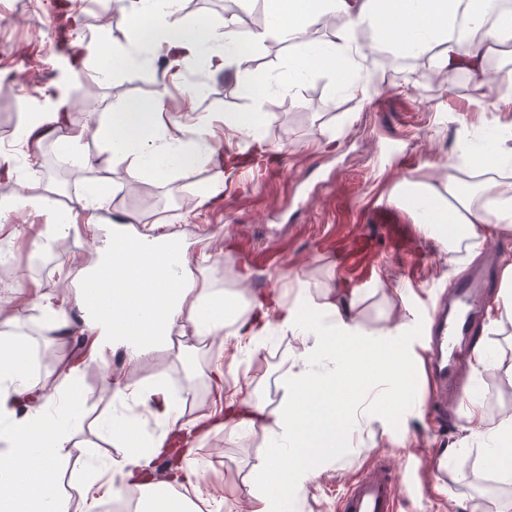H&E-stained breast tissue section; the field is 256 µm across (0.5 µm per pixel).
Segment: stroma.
<instances>
[{
    "label": "stroma",
    "mask_w": 512,
    "mask_h": 512,
    "mask_svg": "<svg viewBox=\"0 0 512 512\" xmlns=\"http://www.w3.org/2000/svg\"><path fill=\"white\" fill-rule=\"evenodd\" d=\"M97 0H0V147L11 145L18 129L13 113L52 110L58 94L69 101L68 120L84 129V148L103 154L95 131L113 104L127 98H151L165 93L169 109L163 133L172 142L189 136L190 118L180 108L184 90L206 86L197 95L195 113L246 112L261 106L266 114L262 147L238 137L217 136L212 159L187 180L170 176L159 182L144 178L130 184L122 164L86 168L64 153L57 135H49L36 161L17 160L15 173L0 178L1 191L27 196L44 194L65 177L71 186L70 210L96 185L110 191L104 213L107 222L122 224L129 216L160 224L162 232L179 234L190 251L209 240L212 257L199 272V285L236 289L245 280L247 291L287 292L294 278L322 279L334 269L339 287L362 292L367 329L395 318L386 291L402 289L416 320L407 335L397 337L406 352L425 356L426 302L467 271L455 254L424 238L402 210L391 217L392 229L378 224L373 214L377 199L388 196L398 181L441 174L457 159L461 139L478 153L495 126L512 123V112L484 111L485 90L467 74H458L453 90L431 73V55L383 52L372 64L380 93L366 106L339 90L331 71L311 74L298 87H279L297 56L296 49L270 40L257 46L252 62L272 89L254 100L240 94L230 69L198 70L182 65L178 80L164 79L166 62L152 58L138 69L122 71L112 81L77 77L72 66L82 43L107 31L115 48L126 47L129 31L114 24L96 6ZM335 126L336 136H320L319 125ZM249 152L252 163L233 173L225 157ZM45 218L29 210L9 215L0 223L5 246L8 286L0 291V311L10 312L20 291L34 287L39 300L23 310L12 329L26 350L36 396L54 392L60 374L80 364L92 334L84 330L77 310H66L70 336L66 343L44 336L46 307L56 304L67 283V270L89 262L99 245L84 227L70 229L43 242L36 227ZM492 364L485 370L464 371V386L485 409L486 425L512 414V327L479 334ZM292 336L267 337L255 355L239 356L224 366L215 380L214 366L222 352L219 341L200 344L193 336L175 339L172 352L144 360L128 370L123 352L112 355L111 367L130 382L165 386L176 398L184 418L196 421L204 437L195 441L197 458L208 472L199 487H181L200 512L211 498H220V512H245L253 490V466L265 454L262 430L227 439L214 417L224 404L220 391L259 390L278 404L279 382L289 368L284 357L296 349ZM81 408L75 442L87 457L102 462L120 449L102 428L114 405L105 395L101 371L82 366L79 374ZM431 384L426 366L413 382L407 417L388 416L383 423L364 427L358 447L339 449L334 465L305 491L293 492V512H337L346 486L363 475L373 458L385 455L401 480L410 482L408 496L397 512H494L497 502L511 497L512 482L499 477L482 458L477 441L467 439L463 417L440 423L428 412Z\"/></svg>",
    "instance_id": "1"
}]
</instances>
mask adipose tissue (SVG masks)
I'll use <instances>...</instances> for the list:
<instances>
[{
  "label": "adipose tissue",
  "mask_w": 512,
  "mask_h": 512,
  "mask_svg": "<svg viewBox=\"0 0 512 512\" xmlns=\"http://www.w3.org/2000/svg\"><path fill=\"white\" fill-rule=\"evenodd\" d=\"M174 0H139L135 13H121L137 41H150L155 49L181 50L184 58L207 55L211 63L234 70L239 89L253 95L256 87L250 56L256 46L276 40L306 50L297 73L303 82L314 70L333 68L336 82L367 104L377 92L371 79H357L371 56L380 51L419 55L437 45L432 71L451 77L465 72L483 80L489 89L486 106L512 111V66L489 73L490 55L501 54L512 62V9L501 10L486 23V0H262L267 27L239 31L233 17H205L195 26L175 17ZM337 20L332 42L315 46L309 30L323 16ZM169 103L158 96L127 99L107 113L102 136L113 157L125 165L131 181L151 177L162 181L170 173L190 178L212 149L215 134L211 118L193 123V137L183 144L166 141L159 121ZM392 200L420 224L425 234L452 252L477 256L488 236L512 232V125L503 126L480 153L460 165L449 166L439 177L422 175L395 185ZM30 209L47 215L40 237L52 240L67 232L71 220L60 219L50 195L0 196V220L10 213ZM159 238L144 231L137 238L108 244L85 266V273L109 275L114 264H136L140 280L137 299L111 304V323H92L96 333L90 362L106 365L113 351H123L130 366L169 350L172 339L187 334L224 337L236 349L258 352L271 331L298 340L302 362L298 372L282 384L277 405L256 393L231 394L224 399L227 436L261 428L268 436L266 453L254 470L259 478L251 493L248 512H288L292 490H306L330 462L337 448L352 444L354 431L369 422L372 412L355 397L356 390L376 385L387 377L383 409L407 414V386L419 363L392 339L405 335L414 323L405 312L394 324L368 331L356 292L336 287L326 276L319 287L295 279L290 305L276 292L262 294L198 286L195 270L209 254L193 257L179 253L174 275L176 286L164 283L159 270L164 256L155 250ZM330 362V371L317 370L316 362ZM77 369H69L57 388L64 402L54 421H47L42 407L18 411L20 398L35 385L18 344L0 336V414L11 425L0 433V512H72L69 498L55 491L60 462L82 463L83 451L73 441L72 418L80 407ZM105 392L112 401L142 400L152 405L158 424L188 431L191 421L168 392L113 380L104 374ZM466 422L480 423L476 435L486 461L502 478L512 479V414L491 427H483L484 408L474 398L461 405ZM112 436L124 448L121 456L93 467L94 476L84 488L82 512H95L101 497L138 494L135 512H196L194 501L177 494L181 480L200 478L202 468L193 449L181 451V465L168 480H156L153 460L162 450L161 436L146 434L140 418L119 414L112 419Z\"/></svg>",
  "instance_id": "ef3b65f1"
}]
</instances>
